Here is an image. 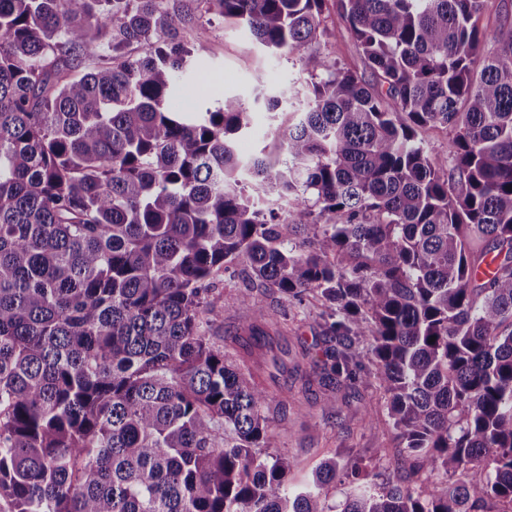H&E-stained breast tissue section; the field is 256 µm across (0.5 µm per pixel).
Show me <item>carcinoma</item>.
Wrapping results in <instances>:
<instances>
[{
    "label": "carcinoma",
    "mask_w": 512,
    "mask_h": 512,
    "mask_svg": "<svg viewBox=\"0 0 512 512\" xmlns=\"http://www.w3.org/2000/svg\"><path fill=\"white\" fill-rule=\"evenodd\" d=\"M327 0H0V502L7 512H512V30L495 0H336L371 78L315 47ZM216 14L310 77L288 159L250 105L168 101ZM139 54L128 53L130 45ZM448 130L435 167L419 130ZM288 200V220L274 206ZM322 301L306 369L262 294L207 336L213 276ZM383 391L407 485L262 452L288 383ZM501 5L498 13H492L483 21L485 34L489 44H493L502 32L512 29V0H497Z\"/></svg>",
    "instance_id": "cac0c4a2"
}]
</instances>
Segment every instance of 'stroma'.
I'll use <instances>...</instances> for the list:
<instances>
[{
    "instance_id": "stroma-1",
    "label": "stroma",
    "mask_w": 512,
    "mask_h": 512,
    "mask_svg": "<svg viewBox=\"0 0 512 512\" xmlns=\"http://www.w3.org/2000/svg\"><path fill=\"white\" fill-rule=\"evenodd\" d=\"M202 23L207 40L197 55L194 71L215 81L207 106H216L226 98L252 104V130L239 137L238 155L247 159L263 152L273 160L285 159L286 151L275 129L288 121V99L305 90L307 74L295 60L259 45L244 26L226 23L213 14L205 15ZM323 25L326 32L319 40V48L331 53L344 67L364 72L363 53L349 35L345 19L332 10L326 12ZM260 93L281 97V105L268 110L264 101L256 99ZM249 273L247 264L239 261L221 270L214 280L217 308L208 334L216 347H223L225 336L233 334L240 324L244 310L239 296L252 285ZM263 303L269 313L287 320L296 329L288 339L289 359L321 355L326 338L319 306L309 301L297 302L273 288L265 290ZM300 403L301 412L285 418L279 417L275 409L267 411L269 431L264 449L294 460L295 467L288 477L290 485H299L317 466L332 458L342 463H359L382 480L397 481L405 476L409 461L397 446L376 384H365L349 392L332 409L325 407L318 395L301 398ZM366 414L371 417L367 423L362 420Z\"/></svg>"
}]
</instances>
